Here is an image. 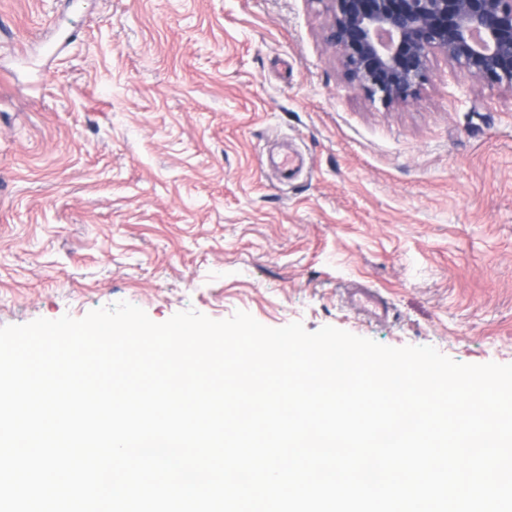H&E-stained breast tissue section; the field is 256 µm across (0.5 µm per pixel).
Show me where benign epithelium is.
Here are the masks:
<instances>
[{"mask_svg": "<svg viewBox=\"0 0 512 512\" xmlns=\"http://www.w3.org/2000/svg\"><path fill=\"white\" fill-rule=\"evenodd\" d=\"M346 82L385 105L418 98L431 57L512 92V0H318Z\"/></svg>", "mask_w": 512, "mask_h": 512, "instance_id": "obj_1", "label": "benign epithelium"}]
</instances>
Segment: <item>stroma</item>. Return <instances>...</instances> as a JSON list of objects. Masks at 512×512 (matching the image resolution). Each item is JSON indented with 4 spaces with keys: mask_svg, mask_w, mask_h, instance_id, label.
I'll list each match as a JSON object with an SVG mask.
<instances>
[{
    "mask_svg": "<svg viewBox=\"0 0 512 512\" xmlns=\"http://www.w3.org/2000/svg\"><path fill=\"white\" fill-rule=\"evenodd\" d=\"M327 23L318 0H0V326L127 301L512 363V93L436 57L417 100H369ZM350 302L369 315L384 310L383 301L372 288H353L349 293Z\"/></svg>",
    "mask_w": 512,
    "mask_h": 512,
    "instance_id": "1",
    "label": "stroma"
}]
</instances>
